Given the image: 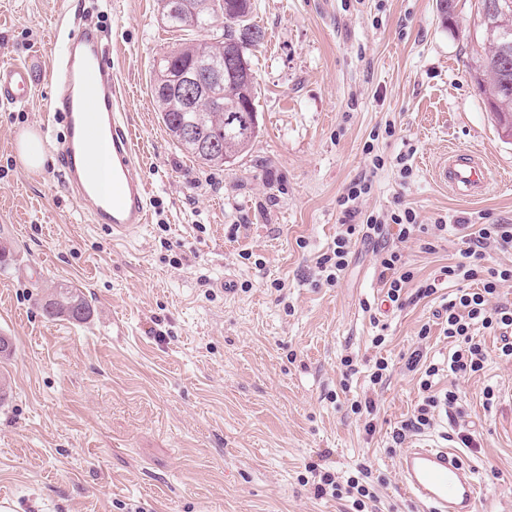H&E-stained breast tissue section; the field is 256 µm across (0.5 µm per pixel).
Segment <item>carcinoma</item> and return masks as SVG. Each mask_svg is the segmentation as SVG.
Returning <instances> with one entry per match:
<instances>
[{
	"instance_id": "1",
	"label": "carcinoma",
	"mask_w": 512,
	"mask_h": 512,
	"mask_svg": "<svg viewBox=\"0 0 512 512\" xmlns=\"http://www.w3.org/2000/svg\"><path fill=\"white\" fill-rule=\"evenodd\" d=\"M215 6L211 0H162L169 25L183 31L204 30L209 38L202 42H184L177 50L163 56L153 74L151 95L162 122L174 143L200 164L224 166L223 157H215L184 145L177 130L186 125L200 126L227 145V153L238 159L247 154L259 134L253 120L257 113L256 87L248 85L244 75L224 73L223 84L216 87L224 109L217 110L202 99L195 109L186 112L177 91L169 85L168 76L225 62L232 70L252 69L254 51L263 43L265 31L253 17V0H222ZM502 12H481L480 22L484 53L475 61L478 83L488 95V103L500 128L512 132V0H499ZM50 319L64 318L82 323L91 313L90 305L78 288L59 285L42 305Z\"/></svg>"
}]
</instances>
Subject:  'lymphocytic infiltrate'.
<instances>
[{
    "label": "lymphocytic infiltrate",
    "mask_w": 512,
    "mask_h": 512,
    "mask_svg": "<svg viewBox=\"0 0 512 512\" xmlns=\"http://www.w3.org/2000/svg\"><path fill=\"white\" fill-rule=\"evenodd\" d=\"M382 156H373L370 161V174L353 179L340 196L342 218L338 231L327 251L317 260L319 276L328 286H336L342 273L349 265V256L355 238L383 239L390 227L398 229V243L392 247H382L378 252L377 267L379 278L385 288L386 302L396 307L418 302L437 294L443 283L456 284L457 290L452 299L443 304V333L448 338L451 349L448 353L446 369L450 374L466 376L482 371L487 360V350L477 340V329L500 333V352L505 359L512 360V305L498 302L499 290L506 283H512V265H488L487 250H512V224H479L468 217L455 218L453 223L436 220L433 228L419 224L412 207L403 201H396L393 209L384 213L364 211L363 202L372 189V171L383 168ZM432 231V238H425V231ZM454 231L464 243L458 261L442 266L438 276L418 280L413 269L407 265L401 243L424 237L427 250H435L436 243L442 240L447 231ZM423 353L414 350L408 360L409 369H422L423 377L419 386L424 394L411 417L401 422L393 432L394 443H402L407 435L428 429L436 409H443L447 416L459 411V396L449 390L435 394L433 383L441 369L437 364H423ZM372 469L359 465L356 474L348 476L345 484H338L333 473H319L315 489L318 495L345 488L352 497L355 512H364L367 502L376 501L375 487L371 483Z\"/></svg>",
    "instance_id": "obj_1"
}]
</instances>
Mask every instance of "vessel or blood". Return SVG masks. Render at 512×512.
Returning a JSON list of instances; mask_svg holds the SVG:
<instances>
[{
    "label": "vessel or blood",
    "mask_w": 512,
    "mask_h": 512,
    "mask_svg": "<svg viewBox=\"0 0 512 512\" xmlns=\"http://www.w3.org/2000/svg\"><path fill=\"white\" fill-rule=\"evenodd\" d=\"M56 76L58 93L49 109L66 126L65 136L55 145L65 162L66 182L86 206L92 223L106 225L115 237H127L149 221L148 185L140 172L132 132L123 120L106 43L90 28L77 26L57 63ZM35 86L33 63H0V103L25 105ZM100 137L112 154L108 196L97 191L88 149L90 141ZM490 170L481 155L452 149L440 162L437 177L455 195L478 197L490 183ZM396 467L406 493L428 505L429 512H478L473 474L451 449L421 443L404 451Z\"/></svg>",
    "instance_id": "1"
}]
</instances>
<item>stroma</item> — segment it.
Masks as SVG:
<instances>
[{"label":"stroma","instance_id":"obj_1","mask_svg":"<svg viewBox=\"0 0 512 512\" xmlns=\"http://www.w3.org/2000/svg\"><path fill=\"white\" fill-rule=\"evenodd\" d=\"M254 5L266 32L253 58L261 133L247 156L209 169L176 148L151 98L153 64L187 37L163 22L159 0H0V62L37 64L31 103L0 104V336L14 341L0 363L11 387L0 404L7 512H352L346 498L316 496L308 467L346 477L362 463L382 480L377 512H426L402 489L392 432L422 400L409 354L448 360L440 303L363 312L382 293L371 241L353 244L336 287L319 284L316 261L336 235L339 197L374 153L387 164L366 211L401 200L422 224H512V140L468 73L484 48L478 2L456 0L449 21L436 0ZM77 13L109 35L150 186L149 223L122 240L91 223L55 152L31 170L14 149L15 132L48 122L53 62ZM450 147L490 160L483 196L435 179ZM461 247L452 236L433 252L418 239L402 249L427 278ZM57 283L82 291L86 322L44 317ZM479 337L484 370L438 383L459 391L462 423L437 415L406 444L455 449L485 503L512 512V361L499 358V337ZM347 355L360 361L349 380ZM380 356L390 376L375 386ZM364 396L377 406L371 436L350 410ZM462 424L479 432L478 449L459 447Z\"/></svg>","mask_w":512,"mask_h":512}]
</instances>
